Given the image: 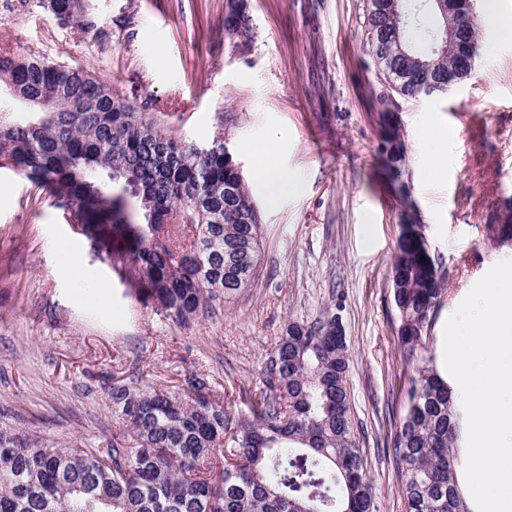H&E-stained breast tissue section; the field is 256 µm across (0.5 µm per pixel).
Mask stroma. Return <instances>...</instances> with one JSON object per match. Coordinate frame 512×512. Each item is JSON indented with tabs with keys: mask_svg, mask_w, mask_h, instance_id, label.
<instances>
[{
	"mask_svg": "<svg viewBox=\"0 0 512 512\" xmlns=\"http://www.w3.org/2000/svg\"><path fill=\"white\" fill-rule=\"evenodd\" d=\"M229 2L85 0L88 29L61 22L44 0H0V53L90 69L176 139L223 141L247 178L251 144L280 135L279 160L295 179L274 208L251 186L260 273L183 326L129 294L46 189L0 168V428L63 448L102 446L118 425L112 384L135 368L156 388L210 377L216 401L247 411L288 321L331 312L347 337L379 512H405L403 472L384 451L413 374L398 344L391 263L404 224H419L447 281L428 331L443 367L447 319L512 259V239L495 232L512 213V35L485 23L486 0H475L471 75L444 94L398 99L402 195L382 168L369 107L384 80L367 45L366 0H244V44L225 30Z\"/></svg>",
	"mask_w": 512,
	"mask_h": 512,
	"instance_id": "1",
	"label": "stroma"
}]
</instances>
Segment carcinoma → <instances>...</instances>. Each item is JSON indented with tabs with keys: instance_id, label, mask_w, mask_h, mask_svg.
<instances>
[{
	"instance_id": "1",
	"label": "carcinoma",
	"mask_w": 512,
	"mask_h": 512,
	"mask_svg": "<svg viewBox=\"0 0 512 512\" xmlns=\"http://www.w3.org/2000/svg\"><path fill=\"white\" fill-rule=\"evenodd\" d=\"M73 21L69 0H48ZM371 54L391 89L423 95L467 77L465 58L434 52L441 20L432 0H369ZM226 29L249 36L245 8ZM0 91L28 115L0 123V167L50 186L80 234L129 265L121 282L188 324L247 287L261 264L262 228L242 173L224 146L198 156L89 70L0 54ZM72 106L56 111V103ZM392 111L381 112L385 166L400 171L404 146ZM417 225L404 226L392 263L398 340L414 375L387 453L406 470L407 512H470L454 448L455 398L431 359L424 331L445 293ZM336 315L291 321L263 366L249 412L211 398L214 382L188 389L112 385L121 419L102 448H57L0 429V512H376L349 387L346 337Z\"/></svg>"
}]
</instances>
